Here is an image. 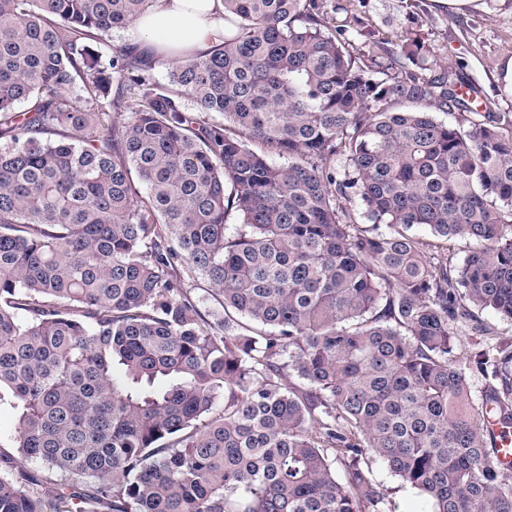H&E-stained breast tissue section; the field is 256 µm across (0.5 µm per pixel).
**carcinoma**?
Here are the masks:
<instances>
[{
  "mask_svg": "<svg viewBox=\"0 0 512 512\" xmlns=\"http://www.w3.org/2000/svg\"><path fill=\"white\" fill-rule=\"evenodd\" d=\"M152 3L0 0V406L60 476L0 474V512H382L376 461L512 512V347L454 352L512 321V113L353 0H224L161 85L97 48ZM185 280L186 287L189 288L192 295L199 300L198 304L202 312L214 313L216 315L215 318H220L221 315L224 316L222 309L216 305L215 301L205 291L201 289L205 288L201 279L195 278V280H193L192 278L189 279L185 276ZM488 429L496 439V459L499 463L512 462V432L500 428L496 421L488 420Z\"/></svg>",
  "mask_w": 512,
  "mask_h": 512,
  "instance_id": "obj_1",
  "label": "carcinoma"
}]
</instances>
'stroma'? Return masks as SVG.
I'll return each mask as SVG.
<instances>
[{"label": "stroma", "mask_w": 512, "mask_h": 512, "mask_svg": "<svg viewBox=\"0 0 512 512\" xmlns=\"http://www.w3.org/2000/svg\"><path fill=\"white\" fill-rule=\"evenodd\" d=\"M361 16L389 34L420 31L439 65L462 66L465 77L484 89L492 111L512 112V91L500 79L512 60V0H476L464 10L444 0H419L415 9L405 0H364ZM372 478L385 494V512H429L384 464H373Z\"/></svg>", "instance_id": "35a3bbf8"}]
</instances>
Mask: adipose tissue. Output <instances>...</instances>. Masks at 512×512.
Masks as SVG:
<instances>
[{"instance_id": "1", "label": "adipose tissue", "mask_w": 512, "mask_h": 512, "mask_svg": "<svg viewBox=\"0 0 512 512\" xmlns=\"http://www.w3.org/2000/svg\"><path fill=\"white\" fill-rule=\"evenodd\" d=\"M135 28L140 43L157 57L203 54L224 41V3L155 0Z\"/></svg>"}]
</instances>
